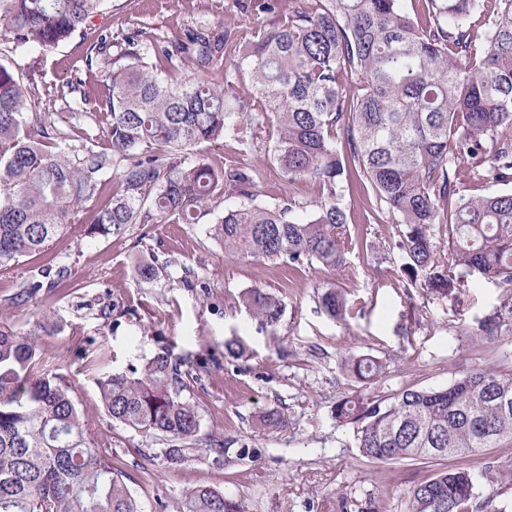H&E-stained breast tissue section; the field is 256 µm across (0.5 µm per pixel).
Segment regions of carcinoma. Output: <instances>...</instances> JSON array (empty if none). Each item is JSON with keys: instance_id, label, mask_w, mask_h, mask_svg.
I'll list each match as a JSON object with an SVG mask.
<instances>
[{"instance_id": "obj_1", "label": "carcinoma", "mask_w": 512, "mask_h": 512, "mask_svg": "<svg viewBox=\"0 0 512 512\" xmlns=\"http://www.w3.org/2000/svg\"><path fill=\"white\" fill-rule=\"evenodd\" d=\"M104 0H0L15 49L47 50L70 39ZM235 19L191 26L174 38L140 30L97 39L67 83L68 129L38 112L14 63L0 59V272L43 254L20 300L71 287L50 254L70 224L90 239L131 224H197L224 194L241 199L211 228L243 259L334 270L360 246L348 230L346 192L366 194L364 221L394 224L402 270L413 288H463L478 276L501 288L504 305L475 335H512V0H233ZM275 15L266 27L255 14ZM192 69L204 76L183 80ZM248 85L250 91L239 92ZM272 132L269 160L288 194L258 200L261 166L216 171L199 146L233 136L243 154ZM115 172L111 179L108 171ZM310 184L303 197L294 186ZM488 183L503 191L465 195ZM319 299L336 317L342 291ZM249 311L273 325L281 304L259 288ZM182 362L167 353L129 372L96 378L110 418L159 436L172 461L220 448L202 437L186 397ZM345 370L364 388L386 373L371 355ZM336 422L353 428L366 458L464 459L512 443V370L482 367L442 388H407L393 400L362 391L336 401ZM286 427L279 409L261 416ZM405 512H506L477 499L474 475L446 469L411 486ZM386 512L368 495L343 496L342 512ZM0 512H142L88 435L67 380L38 357L31 335L0 322ZM179 512H248L228 493L197 485Z\"/></svg>"}]
</instances>
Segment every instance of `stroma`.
Here are the masks:
<instances>
[{"instance_id":"obj_1","label":"stroma","mask_w":512,"mask_h":512,"mask_svg":"<svg viewBox=\"0 0 512 512\" xmlns=\"http://www.w3.org/2000/svg\"><path fill=\"white\" fill-rule=\"evenodd\" d=\"M231 16L232 0H138L134 9L127 0H106L81 31L48 52H15L0 35V58H13L36 109L60 122L68 117L61 91L101 33L139 29L151 38L174 37ZM344 203L353 236L378 247L396 239L395 225L363 223V191ZM214 220L210 214L196 224H135L121 236L95 240L85 237L83 225H71L51 252L70 266L73 286L49 308L50 323L37 324L46 309L40 298L9 302L16 282L40 264L37 256L0 273V320L32 333L41 358L70 382L87 432L123 472L143 512H177L182 494L196 485L234 493L249 512H340V496L369 494L380 496L388 512H403L408 487L458 461L382 464L363 457L352 428L338 426L332 415L337 400L357 389L343 361L352 354L383 359L388 375L370 395L385 401L410 387L447 386L490 363L510 370L512 341L486 344L472 335L478 321L503 304L502 290L478 277L446 293L407 289L395 251L380 264L356 249L342 268L329 272L314 263L295 268L243 260L211 237ZM141 262L161 266L160 278L137 282L134 269ZM322 284L344 292L342 316L331 317L320 305ZM249 288L279 299L277 324L246 309L242 295ZM105 304L114 307L108 319L100 315ZM229 340L240 343L243 357L226 353ZM163 352L181 361L200 433L222 439V452L196 448L184 462H167L159 439L105 412L93 359L106 354L109 369L121 372ZM273 408L285 413V429L261 427L260 416ZM491 460L511 465L512 447L469 459L479 475L476 491L511 503L512 482L481 476Z\"/></svg>"}]
</instances>
